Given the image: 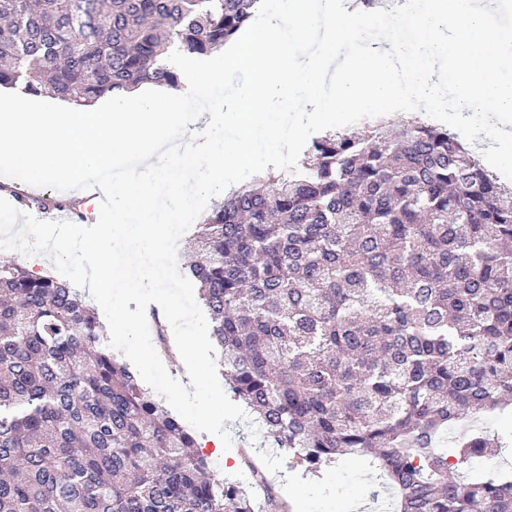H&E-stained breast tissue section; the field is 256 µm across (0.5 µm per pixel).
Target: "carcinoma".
<instances>
[{
  "label": "carcinoma",
  "mask_w": 512,
  "mask_h": 512,
  "mask_svg": "<svg viewBox=\"0 0 512 512\" xmlns=\"http://www.w3.org/2000/svg\"><path fill=\"white\" fill-rule=\"evenodd\" d=\"M259 0H0V86L76 107L178 86ZM195 225L183 267L224 379L307 469L368 456L396 512H512V188L448 129L327 131ZM448 440L455 460L441 450ZM0 512H255L52 273L0 261Z\"/></svg>",
  "instance_id": "cac0c4a2"
}]
</instances>
